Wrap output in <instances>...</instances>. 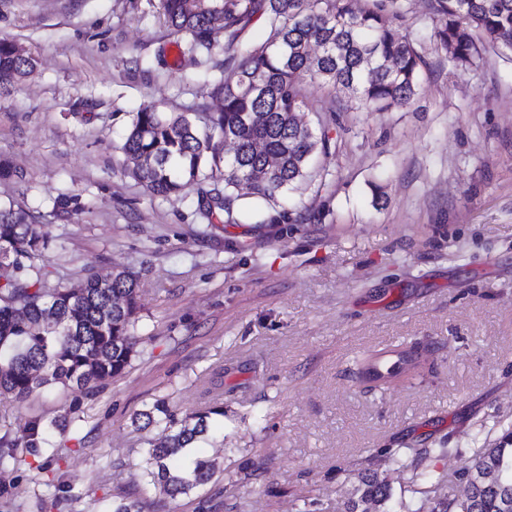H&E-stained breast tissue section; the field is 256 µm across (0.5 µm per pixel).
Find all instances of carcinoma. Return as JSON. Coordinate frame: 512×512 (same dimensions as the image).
Segmentation results:
<instances>
[{
    "instance_id": "obj_1",
    "label": "carcinoma",
    "mask_w": 512,
    "mask_h": 512,
    "mask_svg": "<svg viewBox=\"0 0 512 512\" xmlns=\"http://www.w3.org/2000/svg\"><path fill=\"white\" fill-rule=\"evenodd\" d=\"M168 26L192 37L189 50L204 51L211 37L224 32L233 42L260 13L268 38L246 45L214 87L222 96L220 112L199 129L184 114L164 115L151 106L136 113L122 150L130 174L153 196L177 193L182 180L199 185L202 214L211 219L223 210L233 217L243 200L277 203L278 197L310 178L316 153L329 155L326 133L302 120L309 107L305 78L319 79L352 95L370 112L409 106L421 93L422 53L399 32L403 15L398 0H375L358 11L354 0H158ZM440 16L432 41L455 66L480 55L476 34L512 52V0H435ZM35 60L18 57L14 44L0 40V78L21 79ZM224 187H219V184ZM56 211L84 212L79 197L61 194ZM51 239L29 215L0 207V396L23 402L51 388L90 392L125 373L139 354L138 274L117 269L106 275L89 270L68 288H48L43 270ZM414 347L397 357L376 350L354 361L357 380L385 389L418 364ZM71 407L46 427L37 419L24 426V447L37 453L53 447L50 428L63 433L74 423ZM221 407L177 418L157 400L137 413L134 422L154 427L146 473L166 495L175 498L211 481L212 464L196 458L185 466L186 449L210 437L212 416ZM398 468L411 473L415 492L429 512H512V434L494 448L476 450L469 467L455 476L462 494L447 490L442 472L419 468L400 448L386 449ZM17 462V443L0 440V468ZM392 495L386 478L361 473L345 512H385ZM112 512H142L130 496L112 500Z\"/></svg>"
}]
</instances>
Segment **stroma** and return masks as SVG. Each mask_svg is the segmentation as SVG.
<instances>
[{
  "label": "stroma",
  "mask_w": 512,
  "mask_h": 512,
  "mask_svg": "<svg viewBox=\"0 0 512 512\" xmlns=\"http://www.w3.org/2000/svg\"><path fill=\"white\" fill-rule=\"evenodd\" d=\"M433 0H400L401 33L426 64L423 92L394 112L305 80L330 138L327 174L252 219L205 220L199 187L151 195L121 150L136 112L220 111L213 84L229 52L179 53L158 0H0V39L36 66L0 93V205L31 213L52 244L51 288L85 269L139 274L145 352L89 393L0 397V438L76 406L82 439L21 452L0 477V512H104L113 496L145 512H342L359 472L388 474L387 512H427L384 449L445 448L452 473L512 430V53L479 37L457 68L429 36ZM62 193L87 211L64 219ZM415 345L419 373L383 390L350 371L358 352ZM162 399L176 416L220 405L197 454L213 480L170 498L143 478L149 431L136 412Z\"/></svg>",
  "instance_id": "1"
}]
</instances>
